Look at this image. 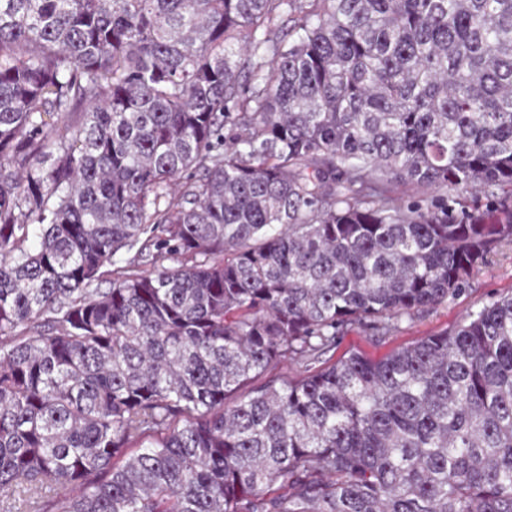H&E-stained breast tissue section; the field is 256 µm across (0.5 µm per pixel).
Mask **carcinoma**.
<instances>
[{
  "mask_svg": "<svg viewBox=\"0 0 512 512\" xmlns=\"http://www.w3.org/2000/svg\"><path fill=\"white\" fill-rule=\"evenodd\" d=\"M506 241L512 0H0V512H512V295L264 377Z\"/></svg>",
  "mask_w": 512,
  "mask_h": 512,
  "instance_id": "cac0c4a2",
  "label": "carcinoma"
}]
</instances>
